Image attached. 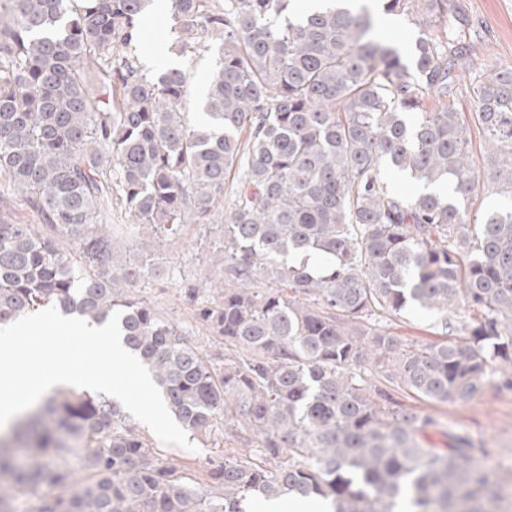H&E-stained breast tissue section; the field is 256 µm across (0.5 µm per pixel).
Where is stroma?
Wrapping results in <instances>:
<instances>
[{
    "label": "stroma",
    "instance_id": "35a3bbf8",
    "mask_svg": "<svg viewBox=\"0 0 512 512\" xmlns=\"http://www.w3.org/2000/svg\"><path fill=\"white\" fill-rule=\"evenodd\" d=\"M455 3L468 23L466 41L477 63L485 67H512V0H455ZM198 233V226L193 225L171 241L144 235L130 239L128 245L133 250L143 247L156 251L167 264L178 265L181 277L196 280L202 269L218 260L222 241L220 228H213L204 240ZM180 279L147 284L140 294L158 311L180 323L187 340L202 354H212L214 347L208 340V329L193 320L189 307L179 296ZM442 323L438 313L410 308L401 317L389 321L387 330L409 344L440 343L446 339ZM403 401L433 416L442 427L462 430L476 444L484 446L487 454L482 459L483 464L498 470L504 486H512V391L490 383L464 403L433 404L409 395L404 396ZM153 447L169 464L200 483L206 479V459L217 453L216 448L210 446L191 451L158 441Z\"/></svg>",
    "mask_w": 512,
    "mask_h": 512
}]
</instances>
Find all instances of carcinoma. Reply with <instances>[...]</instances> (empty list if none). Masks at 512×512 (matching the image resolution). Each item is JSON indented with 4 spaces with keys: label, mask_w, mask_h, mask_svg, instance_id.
<instances>
[{
    "label": "carcinoma",
    "mask_w": 512,
    "mask_h": 512,
    "mask_svg": "<svg viewBox=\"0 0 512 512\" xmlns=\"http://www.w3.org/2000/svg\"><path fill=\"white\" fill-rule=\"evenodd\" d=\"M7 2L0 172L41 223L0 221V324L122 312L171 415L237 450L207 459L204 489L110 397L60 387L0 439V512H250L289 495L327 512H486L500 493L486 449L451 428L436 447L437 421L399 397L512 387V205H465L482 186L512 197V68L467 63L454 0H380L419 29L408 52L376 41L361 0H170L177 57L215 55L197 106L183 65L139 51L153 0ZM457 69L482 173L468 124L430 105L454 100ZM386 169L423 191L391 189ZM217 222L218 273L183 292L219 347L205 358L137 291L179 268L123 243ZM410 307L477 318L409 347L378 326ZM454 107L457 112H460L461 118L465 121V123L469 122L470 126L473 127L471 130L472 137L470 142L473 161L477 168L483 170L485 169L487 163V153L482 133L478 131L475 125H471L469 121L472 109V101L470 98L469 83L467 79L461 82L460 90L455 97Z\"/></svg>",
    "instance_id": "carcinoma-1"
}]
</instances>
